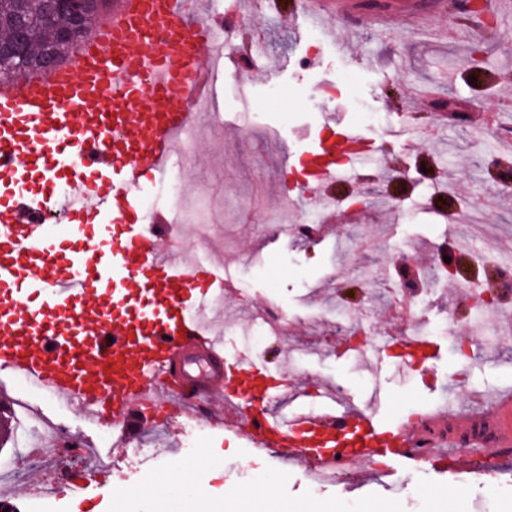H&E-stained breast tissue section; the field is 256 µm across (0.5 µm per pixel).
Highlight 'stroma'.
I'll use <instances>...</instances> for the list:
<instances>
[{
	"label": "stroma",
	"mask_w": 512,
	"mask_h": 512,
	"mask_svg": "<svg viewBox=\"0 0 512 512\" xmlns=\"http://www.w3.org/2000/svg\"><path fill=\"white\" fill-rule=\"evenodd\" d=\"M275 2L194 5L195 16L221 28L232 45L223 110L200 118L197 153L176 167L194 197L188 213L211 225L209 249L223 259L231 280L224 295L225 353L241 363H264L279 384L311 390L327 380L361 403L378 393L387 417L401 425L446 400L475 408L476 396L455 388L461 378L487 395L512 388V338L497 333L504 313L512 312V292L478 317L457 287L461 281L486 287L489 264L478 256L483 247L512 251V195L501 194L493 161L512 153L505 139L512 131V84L498 80L512 72V12L494 14L493 33L477 40L470 24H453L452 0H386L374 13L365 12L361 0H332L322 25L326 46L316 50L307 43L313 21L303 0H286L281 10ZM283 60L284 70L278 67ZM274 83L287 90L289 105L268 97ZM424 85L459 112L474 101L482 107L474 121L456 125L410 120L423 110L415 92ZM363 108L378 113V122L364 124ZM324 113L361 127L378 150V176L339 179L330 187L341 202L367 196L374 207L359 211L356 223L334 228L326 227L323 214H312L308 196H286L284 186L287 150L318 136ZM310 217L320 226L314 237L286 231V223ZM404 236L415 241L411 254L422 260L423 276L440 282L432 301L415 307V318L433 325L449 317L461 327L476 322L486 337L464 356L452 337L439 336L442 353L426 382L404 372L394 345L411 327L387 278L388 267L401 260L393 245ZM442 248L460 261L456 277L439 265ZM358 307L368 311L375 336L360 354L355 338L334 334L340 315ZM267 308L278 310L284 326L258 350L245 338L244 322ZM0 389L14 399L28 396L41 416L62 428L41 438V463L32 469L57 490L45 512H142L134 493L153 477L163 482L168 512H182L202 495L236 497L239 470L256 476L249 512H267L272 497L293 512L301 506L309 512H472L468 475L406 460L396 478L411 485L427 478L421 499L354 479L315 492L302 468L281 474L275 452L255 450L240 430L224 426L207 427L199 460L183 466L175 450L197 417L183 412L178 396L163 410L148 407L137 416L142 435L160 434V457L149 462L111 421L89 424L77 407L27 390L12 375L0 374ZM88 448L112 451L92 482L85 477Z\"/></svg>",
	"instance_id": "1"
}]
</instances>
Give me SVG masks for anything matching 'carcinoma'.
Returning <instances> with one entry per match:
<instances>
[{
  "label": "carcinoma",
  "mask_w": 512,
  "mask_h": 512,
  "mask_svg": "<svg viewBox=\"0 0 512 512\" xmlns=\"http://www.w3.org/2000/svg\"><path fill=\"white\" fill-rule=\"evenodd\" d=\"M20 24L30 50L25 55L13 57L10 66L0 70V80L42 69L39 57L52 41L53 30L43 20L41 0H0V39H12Z\"/></svg>",
  "instance_id": "obj_1"
}]
</instances>
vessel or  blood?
Returning a JSON list of instances; mask_svg holds the SVG:
<instances>
[{"mask_svg": "<svg viewBox=\"0 0 512 512\" xmlns=\"http://www.w3.org/2000/svg\"><path fill=\"white\" fill-rule=\"evenodd\" d=\"M189 8L115 0L99 38L70 64L0 81V372L91 422L128 429L143 407L165 405L177 381L200 399H223L253 448L295 449L306 468L336 462L353 473L421 454L452 473L501 469L512 395L478 416L437 414L406 428L387 422L380 404L345 402L322 385L320 410L302 393L277 414L269 373L225 359L223 265L163 247L169 216L129 210L171 170L200 109L220 106L224 49ZM363 139L353 130L310 152L305 187L323 210L333 209L323 185L368 168ZM46 209L65 211L68 223H35Z\"/></svg>", "mask_w": 512, "mask_h": 512, "instance_id": "obj_1", "label": "vessel or blood"}]
</instances>
